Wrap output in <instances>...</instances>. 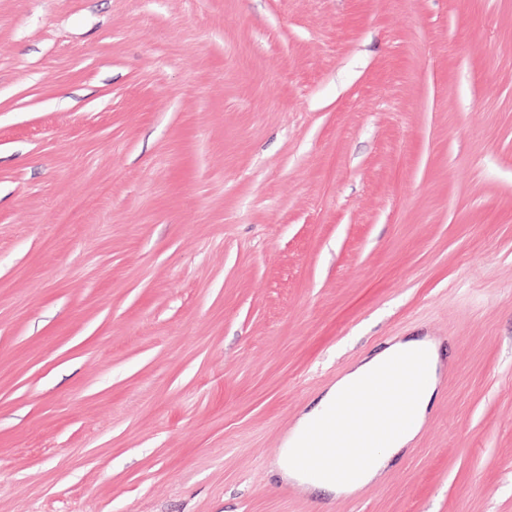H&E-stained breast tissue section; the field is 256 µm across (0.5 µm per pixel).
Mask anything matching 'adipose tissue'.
I'll return each instance as SVG.
<instances>
[{"mask_svg":"<svg viewBox=\"0 0 512 512\" xmlns=\"http://www.w3.org/2000/svg\"><path fill=\"white\" fill-rule=\"evenodd\" d=\"M413 353L420 355L426 371L403 421L395 426L381 414L382 398L371 383L380 376L385 366ZM438 372L437 351L427 341H400L363 361L338 379L319 405L298 420L276 460L277 468L300 484L345 494L355 493L374 482L391 454L409 445L422 428L428 406L437 390ZM348 397L355 398L361 409L362 428L385 431L381 447H367L361 438L362 429L334 428L333 422L338 417L337 406ZM323 424L328 427L322 444L323 451L327 453V466L324 472L313 474L298 464L296 454L310 432Z\"/></svg>","mask_w":512,"mask_h":512,"instance_id":"obj_1","label":"adipose tissue"}]
</instances>
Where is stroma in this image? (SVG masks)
I'll list each match as a JSON object with an SVG mask.
<instances>
[{
	"instance_id": "stroma-1",
	"label": "stroma",
	"mask_w": 512,
	"mask_h": 512,
	"mask_svg": "<svg viewBox=\"0 0 512 512\" xmlns=\"http://www.w3.org/2000/svg\"><path fill=\"white\" fill-rule=\"evenodd\" d=\"M426 337L378 481L273 470ZM0 512H512V0H0ZM412 353L420 355L426 371L403 421L399 427L394 428L391 421L380 413V406L384 401L380 395L382 389L371 388L366 393L361 388L370 386V383L380 376L385 366ZM438 372L437 351L434 345L427 341H400L375 357L363 361L338 379L322 397L319 405L298 420L276 460L277 468L286 477L302 485L345 494H353L361 487L374 482L386 467L391 454L409 445L425 423L428 406L439 383ZM349 396L355 398L360 405L364 427L386 431L380 448L366 446L360 439L363 430L350 426L339 430L334 425L335 419L338 421L344 418L337 413L338 404ZM323 423H331L334 429L326 431L321 445H318V439L322 432H314L307 446H320L323 452H329L330 456H325L328 463L325 471L312 474L298 464L296 454L310 432ZM347 456L356 459L355 467L351 468L343 463Z\"/></svg>"
}]
</instances>
